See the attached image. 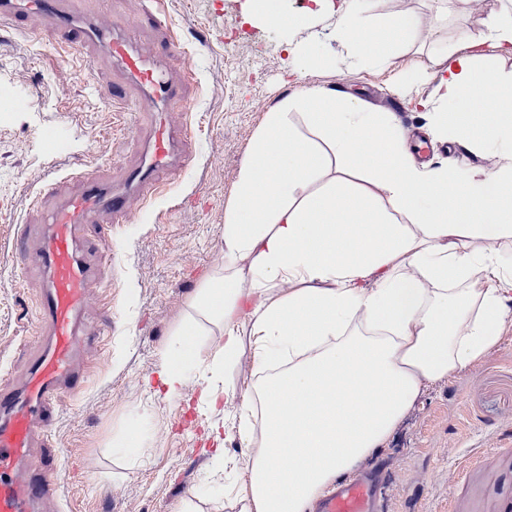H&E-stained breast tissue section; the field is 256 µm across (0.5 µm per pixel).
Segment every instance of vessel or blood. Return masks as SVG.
Masks as SVG:
<instances>
[{
	"label": "vessel or blood",
	"mask_w": 512,
	"mask_h": 512,
	"mask_svg": "<svg viewBox=\"0 0 512 512\" xmlns=\"http://www.w3.org/2000/svg\"><path fill=\"white\" fill-rule=\"evenodd\" d=\"M133 26L160 29L164 23L147 13L127 21L108 9L91 12L82 0H0L1 28L30 36L50 31L85 58L86 75L96 74L98 54L108 56L124 83L102 85L101 99L119 98L123 86H131L139 110L152 120L150 134L137 140V163L120 182L83 168L52 177L35 196L39 204L55 200L48 222L14 227L16 263L37 270L42 287L34 331L22 343L28 353L23 369L0 372V512H61L48 430L59 394L80 391L88 378L83 319L112 260L103 229L125 222L155 191L161 172L179 170L189 159L188 130L175 114L185 100L186 76L167 66L183 49L163 36L141 51L128 37ZM486 458L495 465L488 512H512V450L496 448ZM382 496L379 480L356 476L321 498L314 512H380Z\"/></svg>",
	"instance_id": "1"
}]
</instances>
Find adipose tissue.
Masks as SVG:
<instances>
[{
    "mask_svg": "<svg viewBox=\"0 0 512 512\" xmlns=\"http://www.w3.org/2000/svg\"><path fill=\"white\" fill-rule=\"evenodd\" d=\"M366 0L336 11L308 0L296 16L274 0L266 23L299 33L337 14L350 62L384 64L422 18L363 25ZM457 55L439 74L451 106L438 133L512 158V75ZM482 98L497 115L470 105ZM267 113L224 211V262L197 288L159 376L178 395L195 358L191 337L213 324L223 376L249 339L258 375L237 403L252 449L241 512H309L341 475L382 448L421 394L478 361L512 320V167L461 179L410 159L388 114L319 88ZM288 468H281V459Z\"/></svg>",
    "mask_w": 512,
    "mask_h": 512,
    "instance_id": "1",
    "label": "adipose tissue"
}]
</instances>
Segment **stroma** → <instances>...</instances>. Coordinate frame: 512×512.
Masks as SVG:
<instances>
[{
	"label": "stroma",
	"mask_w": 512,
	"mask_h": 512,
	"mask_svg": "<svg viewBox=\"0 0 512 512\" xmlns=\"http://www.w3.org/2000/svg\"><path fill=\"white\" fill-rule=\"evenodd\" d=\"M250 0H161L167 26L188 58L173 59L191 72L182 114L193 131L190 158L163 176L164 190L118 225L103 288L109 306L91 310L89 330L109 338L90 350V378L75 394H61L51 429L69 512H179L184 500L203 512H240L238 496L248 468L233 407L225 390L243 395L253 378L249 348L225 371L221 388L208 389L203 371L224 339L203 330L196 361L179 396H158L156 370L190 311L202 280L223 258L224 209L252 139L268 112L302 88L319 87L356 98L371 112L402 102L411 124L433 145L432 110L439 106L434 77L469 40H482L497 0H412V9L438 17L435 33L415 34L384 66L348 67L347 44L336 20L323 16L311 30L319 59L288 56L281 28L248 23ZM424 80L411 82L415 73ZM112 79L103 69L86 77L78 54L50 32L25 36L0 31V91L16 110L0 122V363L19 362L29 326L15 318L18 304L35 308L40 284L22 276L13 255V227L44 223L48 206L33 205L41 178L81 164L121 177L138 151L131 101L108 105L97 88ZM512 444V323L501 339L454 379L427 388L384 448L361 469L387 477L384 512H448L449 499L471 501L482 492L462 460ZM234 469L216 475L217 457Z\"/></svg>",
	"instance_id": "35a3bbf8"
}]
</instances>
